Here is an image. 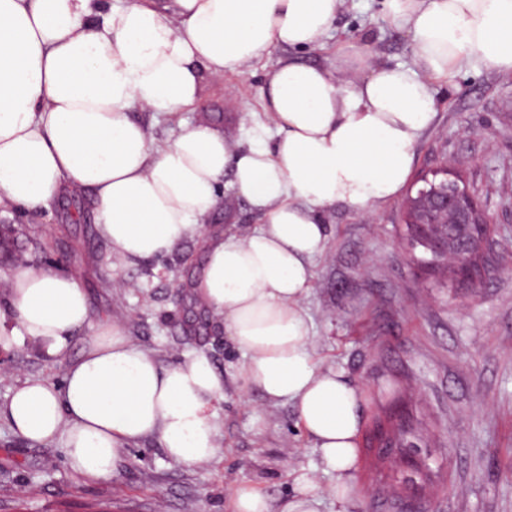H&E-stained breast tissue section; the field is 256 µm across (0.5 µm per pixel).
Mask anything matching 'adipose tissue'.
Returning <instances> with one entry per match:
<instances>
[{
  "label": "adipose tissue",
  "instance_id": "adipose-tissue-1",
  "mask_svg": "<svg viewBox=\"0 0 512 512\" xmlns=\"http://www.w3.org/2000/svg\"><path fill=\"white\" fill-rule=\"evenodd\" d=\"M343 0H0V206L30 211L64 193L90 191L100 237L133 262L170 253L200 234L231 174L237 197L263 222L209 237L198 296L223 316L244 353L243 391L294 402L327 468L339 512L348 502L360 392L308 351L302 302L312 260L325 247L323 212L344 204L365 214L396 199L411 178L419 139L437 114L434 85L462 66L512 72V0H384V16L411 37L415 67L374 66L353 47L314 65L284 58L262 109L276 127L247 140L219 125H181L153 147L141 110L196 108L203 88L242 72L272 46L321 48ZM349 82L337 73L348 58ZM0 303L11 335L63 355L91 326L61 385L30 378L0 407L15 432L64 440L71 470L111 478L126 448L154 437L194 467L221 452L209 410L224 377L207 357L161 366L123 325L89 321L86 292L52 268L14 269Z\"/></svg>",
  "mask_w": 512,
  "mask_h": 512
}]
</instances>
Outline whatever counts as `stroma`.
Listing matches in <instances>:
<instances>
[{
	"mask_svg": "<svg viewBox=\"0 0 512 512\" xmlns=\"http://www.w3.org/2000/svg\"><path fill=\"white\" fill-rule=\"evenodd\" d=\"M341 44L357 45L374 64L414 63L410 38L385 19L383 0H345L325 49L301 57L321 62ZM281 56L272 50L244 73L208 84L196 111L141 113L152 141L164 143L179 122L205 116L239 138L269 125L261 97ZM436 100L413 172L454 165L492 214L490 247L507 266L487 272L477 288L444 283L413 261L401 238L400 198L365 216L342 204L325 212V248L302 303L309 351L358 387L362 429L380 413L408 426L407 454L426 465L421 475L398 470L357 447L347 512H512V73L463 67L451 84L437 85ZM220 200L202 235L134 265L113 257L97 236L89 194L38 212L0 211V225L19 228L16 246L25 257L84 288L93 318L123 323L162 365L203 355L224 374V398L211 408L222 452L193 468L148 437L125 452L111 480H86L69 468L61 441L24 439L1 417L0 512H232L241 486L259 490L272 512H282L304 476L323 490L318 512H336L329 493L336 474L325 469L294 404L242 392L233 378L241 351L223 318L192 293L207 236L244 235L261 223L229 180L220 184ZM89 334L76 330L62 357L26 344L0 353V405L25 379L61 384Z\"/></svg>",
	"mask_w": 512,
	"mask_h": 512,
	"instance_id": "35a3bbf8",
	"label": "stroma"
}]
</instances>
